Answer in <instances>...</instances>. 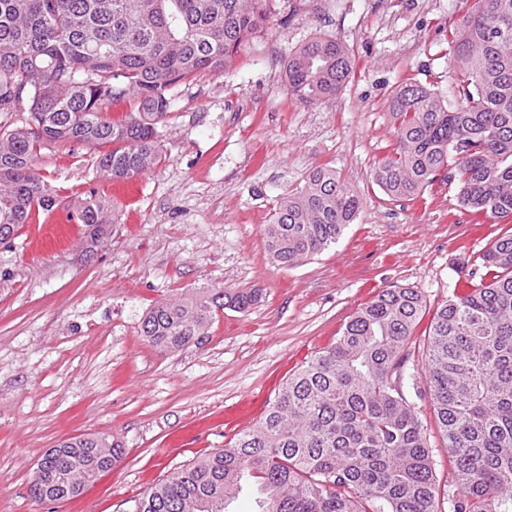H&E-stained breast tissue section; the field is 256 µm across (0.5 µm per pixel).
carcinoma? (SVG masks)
<instances>
[{
	"label": "carcinoma",
	"instance_id": "cac0c4a2",
	"mask_svg": "<svg viewBox=\"0 0 512 512\" xmlns=\"http://www.w3.org/2000/svg\"><path fill=\"white\" fill-rule=\"evenodd\" d=\"M462 3L466 14L448 29L455 99L417 82L398 86L395 146L374 179L395 200L437 180L454 183L465 211L511 219L512 0ZM270 14V0H0V117L29 102L25 124H0V243L33 210L60 205L38 172L45 143L112 145L95 160L106 177L152 170L162 160L158 125L172 87L202 71L223 74ZM352 69L346 45L315 37L288 58V94L329 98ZM128 95L136 111L118 123L103 118L109 102ZM361 204L336 171L313 170L264 225L271 262L292 268L323 252ZM71 207L90 245L109 235L114 221L102 202ZM482 262L472 289L436 308L424 366L461 493L454 512H512V234ZM256 300L247 289L194 290L157 303L141 335L178 350L207 336L217 311H244ZM423 308L416 288L382 290L288 378L254 427L132 499L129 512H224L244 472L265 495L262 512H438L427 427L402 373ZM61 446L32 485L40 501L69 499L72 482L96 480L118 457L104 437Z\"/></svg>",
	"mask_w": 512,
	"mask_h": 512
}]
</instances>
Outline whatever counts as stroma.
Here are the masks:
<instances>
[{
  "mask_svg": "<svg viewBox=\"0 0 512 512\" xmlns=\"http://www.w3.org/2000/svg\"><path fill=\"white\" fill-rule=\"evenodd\" d=\"M460 0H272L264 32L224 74L173 86L162 162L125 179L99 176L97 147L52 143L39 172L60 204L0 243V512H127L129 500L253 426L224 424L245 400L267 404L335 341L353 313L391 286L417 288L426 310L406 351L404 386L427 425L439 512L448 450L429 404L422 354L433 314L466 294L481 256L512 220L463 210L456 185L389 198L373 169L395 144L389 104L405 82L453 96L448 29ZM315 37L351 49L336 96L303 103L286 89L290 54ZM336 170L362 205L336 245L299 266L270 263L262 232L285 192ZM93 197L117 222L93 255L71 201ZM200 288H252L202 341L163 352L140 334L156 302ZM104 434L111 470L65 502L36 500L33 471L62 440Z\"/></svg>",
  "mask_w": 512,
  "mask_h": 512,
  "instance_id": "35a3bbf8",
  "label": "stroma"
}]
</instances>
